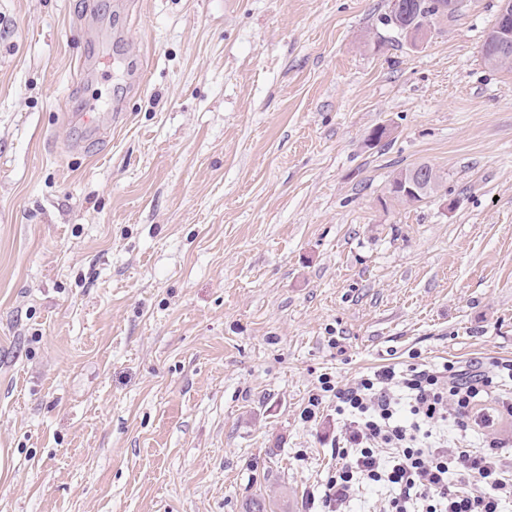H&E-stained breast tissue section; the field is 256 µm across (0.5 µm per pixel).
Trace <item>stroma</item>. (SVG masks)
<instances>
[{"instance_id": "stroma-1", "label": "stroma", "mask_w": 512, "mask_h": 512, "mask_svg": "<svg viewBox=\"0 0 512 512\" xmlns=\"http://www.w3.org/2000/svg\"><path fill=\"white\" fill-rule=\"evenodd\" d=\"M390 9L0 0V512H318L322 379L512 360L499 0ZM409 1L411 6L402 10L394 16L389 14L387 21L392 24L401 34L409 27H420L424 20L428 21L431 27L436 21L448 20L453 18L456 13L448 15V11L460 8L458 0H405ZM448 4V10H440L439 5ZM433 4V5H432ZM413 179L418 186L416 194H405L404 186ZM443 182L444 176L438 170L430 165L420 164L395 173L390 180L388 192L394 202L403 205H413L437 195L441 190Z\"/></svg>"}]
</instances>
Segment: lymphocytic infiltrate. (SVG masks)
<instances>
[{
    "instance_id": "obj_1",
    "label": "lymphocytic infiltrate",
    "mask_w": 512,
    "mask_h": 512,
    "mask_svg": "<svg viewBox=\"0 0 512 512\" xmlns=\"http://www.w3.org/2000/svg\"><path fill=\"white\" fill-rule=\"evenodd\" d=\"M509 382L512 360L503 359L322 382L343 419L326 512H351L367 488L383 490L380 512H512V455L496 435L512 418Z\"/></svg>"
}]
</instances>
